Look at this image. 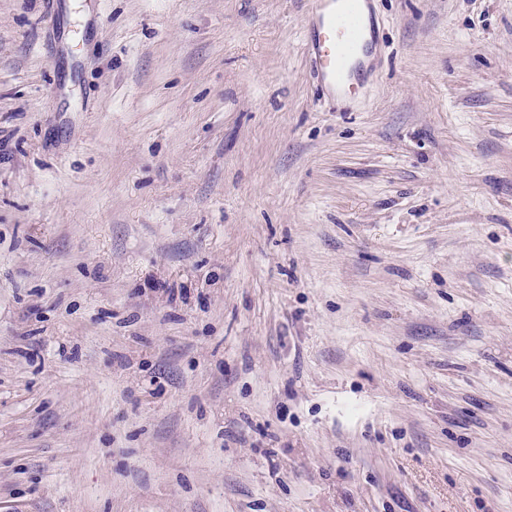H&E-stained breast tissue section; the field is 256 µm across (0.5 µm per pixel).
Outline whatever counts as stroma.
<instances>
[{
	"label": "stroma",
	"instance_id": "stroma-1",
	"mask_svg": "<svg viewBox=\"0 0 512 512\" xmlns=\"http://www.w3.org/2000/svg\"><path fill=\"white\" fill-rule=\"evenodd\" d=\"M0 0V512H512V0ZM370 0H312L307 47L328 95L349 96L376 48Z\"/></svg>",
	"mask_w": 512,
	"mask_h": 512
}]
</instances>
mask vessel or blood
I'll return each instance as SVG.
<instances>
[{
  "instance_id": "1",
  "label": "vessel or blood",
  "mask_w": 512,
  "mask_h": 512,
  "mask_svg": "<svg viewBox=\"0 0 512 512\" xmlns=\"http://www.w3.org/2000/svg\"><path fill=\"white\" fill-rule=\"evenodd\" d=\"M370 0H311L307 47L327 94L351 95L376 47Z\"/></svg>"
}]
</instances>
